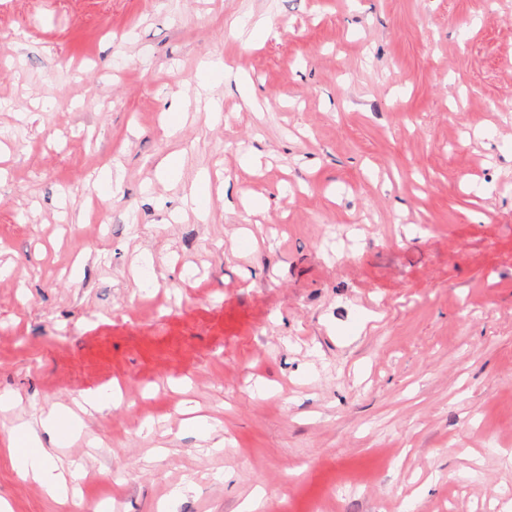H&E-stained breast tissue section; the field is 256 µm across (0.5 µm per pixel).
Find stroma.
I'll return each instance as SVG.
<instances>
[{"label":"stroma","instance_id":"stroma-1","mask_svg":"<svg viewBox=\"0 0 512 512\" xmlns=\"http://www.w3.org/2000/svg\"><path fill=\"white\" fill-rule=\"evenodd\" d=\"M5 394L9 512H512V0H0ZM197 78L198 86L202 90H208L224 81L225 83L232 81L252 105L256 104V98L251 92L252 87L247 77L240 72H234L232 69L225 67L223 61L219 58H209L201 61ZM13 440L22 445L8 448L19 473L24 478H32L40 482L53 496L65 494L66 486L62 479L59 475L53 473L52 468L47 463L42 447L30 440L27 431L24 429L16 430Z\"/></svg>","mask_w":512,"mask_h":512}]
</instances>
